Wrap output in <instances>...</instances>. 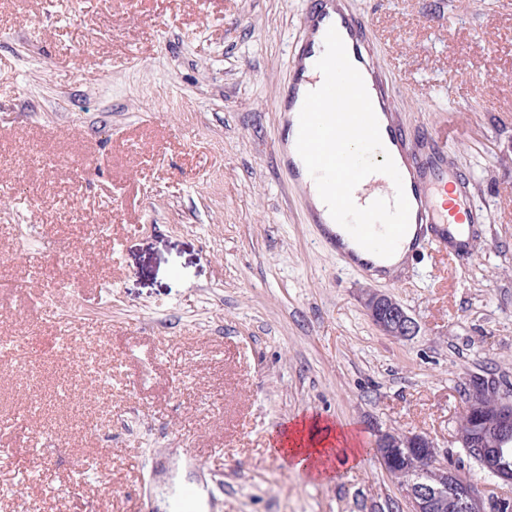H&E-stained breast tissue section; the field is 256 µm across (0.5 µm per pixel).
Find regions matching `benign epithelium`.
I'll return each mask as SVG.
<instances>
[{"mask_svg": "<svg viewBox=\"0 0 512 512\" xmlns=\"http://www.w3.org/2000/svg\"><path fill=\"white\" fill-rule=\"evenodd\" d=\"M369 318L383 335L409 339L419 332L416 320L393 297L367 292L362 299ZM469 409L475 412L468 431L456 429L455 442L474 457L479 465L503 484L512 483V468L502 460L499 441L512 435V400L500 395L481 379H474L467 392ZM402 448L412 450L408 459L409 477L402 492L409 512H485L490 508L501 512L512 498L504 495L485 496L455 466L448 456H439L436 444L419 433L375 431L371 453L389 470L398 462Z\"/></svg>", "mask_w": 512, "mask_h": 512, "instance_id": "7a95c632", "label": "benign epithelium"}]
</instances>
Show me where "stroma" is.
Here are the masks:
<instances>
[{"instance_id": "35a3bbf8", "label": "stroma", "mask_w": 512, "mask_h": 512, "mask_svg": "<svg viewBox=\"0 0 512 512\" xmlns=\"http://www.w3.org/2000/svg\"><path fill=\"white\" fill-rule=\"evenodd\" d=\"M410 132L488 212L470 263L348 270L282 162L312 0H0V512H408L378 463L313 481L282 423L453 442L512 397V0H348ZM417 321L384 336L365 292ZM48 316L24 312L31 296ZM111 479L115 494L102 491Z\"/></svg>"}]
</instances>
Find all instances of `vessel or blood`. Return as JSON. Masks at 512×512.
<instances>
[{
    "instance_id": "vessel-or-blood-1",
    "label": "vessel or blood",
    "mask_w": 512,
    "mask_h": 512,
    "mask_svg": "<svg viewBox=\"0 0 512 512\" xmlns=\"http://www.w3.org/2000/svg\"><path fill=\"white\" fill-rule=\"evenodd\" d=\"M306 24L308 37L290 62L293 81L288 88V104H295L299 89L306 87L309 81L305 59H320L328 28H336L350 61L364 79L381 139L389 143L401 159L398 170L410 205L409 224L414 229L408 244L409 253H444L456 264L467 262L478 244L477 226L482 220L483 208L468 177L449 168L445 141L430 132L425 133L423 141H413L393 118L391 105L398 89L372 58L365 39L366 19L356 15L347 0H317ZM447 187L454 188V196L444 206H437V193ZM394 195L392 180L382 173L366 177L353 192L355 203L361 207L378 198L393 199ZM323 236L345 268L376 270L375 254L359 256L342 234L332 230H324Z\"/></svg>"
}]
</instances>
